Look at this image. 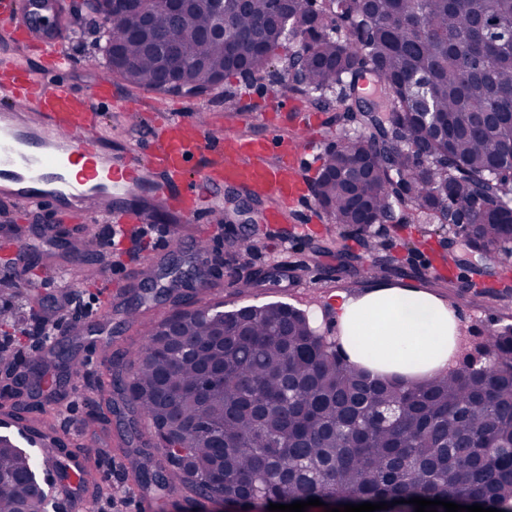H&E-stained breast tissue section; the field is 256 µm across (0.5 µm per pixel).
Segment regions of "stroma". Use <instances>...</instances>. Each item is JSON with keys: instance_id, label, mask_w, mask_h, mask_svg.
Returning <instances> with one entry per match:
<instances>
[{"instance_id": "35a3bbf8", "label": "stroma", "mask_w": 512, "mask_h": 512, "mask_svg": "<svg viewBox=\"0 0 512 512\" xmlns=\"http://www.w3.org/2000/svg\"><path fill=\"white\" fill-rule=\"evenodd\" d=\"M61 13L56 26L68 33L66 48L76 67L67 79L75 89H85L104 66L98 53L94 25L81 8L82 0H59ZM84 29L81 38L70 35L73 27ZM283 63L273 60L266 70L249 77H230L223 86L207 95L190 98L182 94L135 89L116 80L120 105L101 109L100 130L119 142L130 135L149 101L160 100L169 114H210L217 132L240 131L250 135L263 132L260 123L249 122L252 113L268 110L270 90L279 87ZM153 224L164 236L179 241L177 250L158 249L156 241L141 244L136 256H129V239H121L108 261H101L95 239L106 220H99L87 231L76 230L71 222L58 220L46 210H31L13 216L10 209L0 210V300L9 299L14 314L10 323L0 322V343H6L9 357L25 359L31 367H40L52 353L66 350L80 357L87 339L99 344L101 369L99 382L112 381V353L141 348L161 318L184 309L210 306L233 311L245 306L285 303L318 319L320 332L338 333L333 310L337 292L359 298L374 288H411L431 294L445 303L457 316L461 344L457 355L467 351L465 342L479 335L482 325L502 327L512 324V296L498 297L486 290L471 271L472 256L461 237L449 236L436 224H379L374 237L366 239L344 224L325 223L321 234L294 237L288 229L275 230L264 221L266 206L255 202L251 213L254 228L242 224H217L204 265L203 279L187 280L178 296L148 300L137 314H129L130 301L141 292L146 266L169 268L173 262L188 263L202 233L194 222L171 215L154 206ZM251 232L255 252L243 255L233 243L244 232ZM378 263L383 273L367 278L365 265ZM277 269L276 281L247 284L249 273ZM120 280L121 287L112 297L108 314L90 321L84 330L68 337L51 336L40 350H33L29 335L35 318L54 312L57 298L73 295L79 309L97 311L103 302L98 284L103 278ZM15 401L24 406L39 403L41 417L54 427L71 428L72 449L82 454L91 472H98L106 459H115L112 478L100 487L80 484L83 512H113L111 499L128 497L136 490V457L159 458V439L150 424L132 415L122 404H100L93 387L80 397L70 390L43 386L39 394L24 392ZM10 434L13 442L30 457L37 477L46 482V512H57L58 495L41 446L30 443L26 434L11 428L0 418V435Z\"/></svg>"}]
</instances>
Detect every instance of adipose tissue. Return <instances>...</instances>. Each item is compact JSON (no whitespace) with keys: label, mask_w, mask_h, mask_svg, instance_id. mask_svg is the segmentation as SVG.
I'll return each instance as SVG.
<instances>
[{"label":"adipose tissue","mask_w":512,"mask_h":512,"mask_svg":"<svg viewBox=\"0 0 512 512\" xmlns=\"http://www.w3.org/2000/svg\"><path fill=\"white\" fill-rule=\"evenodd\" d=\"M334 308L352 362L373 373L431 375L451 364L456 319L428 294L380 287L353 299L339 292Z\"/></svg>","instance_id":"obj_1"}]
</instances>
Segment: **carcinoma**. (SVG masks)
<instances>
[{
    "instance_id": "obj_1",
    "label": "carcinoma",
    "mask_w": 512,
    "mask_h": 512,
    "mask_svg": "<svg viewBox=\"0 0 512 512\" xmlns=\"http://www.w3.org/2000/svg\"><path fill=\"white\" fill-rule=\"evenodd\" d=\"M225 40L211 39L210 0L173 23L154 13L158 36L181 55L168 88L209 93L228 76L268 64L282 42L316 46L304 73L299 50L284 88L335 113L340 151L315 181L318 206L336 224L359 223L356 203L405 224H472L483 257L512 254V0H235ZM106 72L158 90L172 64L116 18L106 0H84ZM372 77L377 98L363 97ZM425 91L448 123L434 140L415 115ZM442 375L406 382L375 376L338 353L302 311L283 303L235 311L197 308L161 319L127 361L113 353L112 389L150 422L165 464L139 462L141 487L221 498L250 512L263 502L317 498L355 504L456 499L512 512V326ZM398 408L393 425L377 412ZM0 512H41L44 491L28 455L0 435Z\"/></svg>"
}]
</instances>
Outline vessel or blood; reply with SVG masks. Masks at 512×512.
I'll list each match as a JSON object with an SVG mask.
<instances>
[{
  "label": "vessel or blood",
  "instance_id": "1",
  "mask_svg": "<svg viewBox=\"0 0 512 512\" xmlns=\"http://www.w3.org/2000/svg\"><path fill=\"white\" fill-rule=\"evenodd\" d=\"M24 0H0V22H9L53 72L69 71L73 57L65 35L33 31ZM113 82L100 77L78 93L61 80L44 82L21 66L0 67V199L20 208L45 205L89 217L111 215L114 223L145 224L148 209L130 202L148 198L195 223L209 221L208 199L232 185L263 198L272 224H290L298 236L311 232L295 207L306 201L303 170L313 149L314 114L298 101L293 133L265 123V133L212 134L194 115L149 113L132 140L111 143L99 132L96 112L113 99Z\"/></svg>",
  "mask_w": 512,
  "mask_h": 512
}]
</instances>
